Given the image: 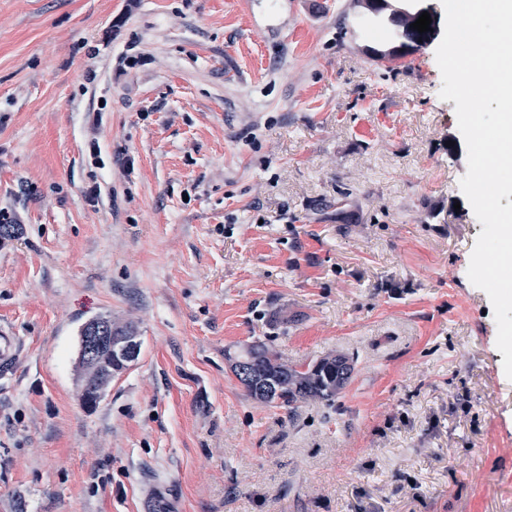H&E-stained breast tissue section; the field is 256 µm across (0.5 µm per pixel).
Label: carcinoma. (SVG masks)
Listing matches in <instances>:
<instances>
[{
  "instance_id": "obj_1",
  "label": "carcinoma",
  "mask_w": 512,
  "mask_h": 512,
  "mask_svg": "<svg viewBox=\"0 0 512 512\" xmlns=\"http://www.w3.org/2000/svg\"><path fill=\"white\" fill-rule=\"evenodd\" d=\"M376 26L385 30L400 44L401 60L418 50L421 43L412 39V34L385 19L382 13L376 15ZM134 335L130 328L112 323L106 317L94 319L85 324L79 333L74 364L79 369L85 399L93 404L105 395L112 381V372L99 368L101 360L108 353L103 348L96 360L85 354L86 337L97 334ZM232 363L243 361L254 367L256 379L262 394H257L249 384H244L248 395L263 404L293 412L300 403L318 401L329 407L348 385L354 371V360L344 353H330L311 362L288 363L262 341L244 347L237 355L229 357Z\"/></svg>"
}]
</instances>
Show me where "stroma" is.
<instances>
[{
    "label": "stroma",
    "mask_w": 512,
    "mask_h": 512,
    "mask_svg": "<svg viewBox=\"0 0 512 512\" xmlns=\"http://www.w3.org/2000/svg\"><path fill=\"white\" fill-rule=\"evenodd\" d=\"M349 2L0 0V512H512L438 44L371 62ZM102 315L141 350L89 406ZM256 340L354 356L336 408L251 399ZM101 333L104 336H93ZM110 333H112V336H110ZM118 335L134 336V331L130 328L116 325L106 317L94 319L85 324L80 330L74 364L79 369V381L82 384L85 399L88 403H96L97 400L102 398L112 381V372L99 368L101 360L108 353V347H104L100 351L96 361L88 357H96L101 346L106 343L112 346V353L114 352L115 355L123 359L124 365H130L131 362H127L126 358L128 354L133 355L135 347L137 351L133 355V361L139 356L141 343L137 341L135 346L133 345L138 336H134L136 337L135 339L133 337H117ZM87 336L89 337L86 355L85 345ZM24 349L25 341L16 329L0 325V383L14 377Z\"/></svg>",
    "instance_id": "stroma-1"
}]
</instances>
